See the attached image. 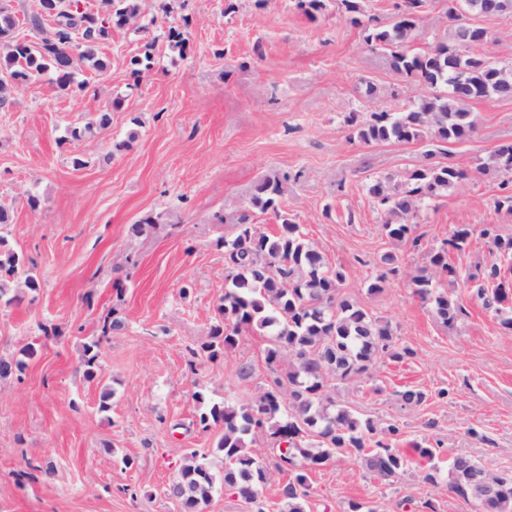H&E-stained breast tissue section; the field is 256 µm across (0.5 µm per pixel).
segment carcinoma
<instances>
[{"label": "carcinoma", "mask_w": 512, "mask_h": 512, "mask_svg": "<svg viewBox=\"0 0 512 512\" xmlns=\"http://www.w3.org/2000/svg\"><path fill=\"white\" fill-rule=\"evenodd\" d=\"M56 16L35 11L25 17L37 41L19 37V17L13 0H0V107H7L14 93L29 80L50 72L58 89L78 99L87 85L76 79L83 66L106 68L100 47L112 37V30L124 29L142 17L141 0H99L95 12L64 9ZM425 0H405L400 19L368 31L365 41L390 52L393 70L428 90L404 112H372L358 120L346 117L353 134L365 144L418 141L429 132L442 143L471 137L475 122L470 104L484 97L491 72L500 64L477 53L472 55L467 86L459 91L448 87V79L461 45L482 44L487 32L482 27L464 31L449 29V42L442 40L422 52L408 48L416 37L418 13ZM169 46L184 54L190 39L187 29L171 28ZM152 43L144 45L143 55L130 61L131 76L139 79L151 64ZM111 124V113L97 112L71 135L79 139L93 131H104ZM481 170L512 173V143L499 146ZM467 178V172L453 164H428L408 171L400 180L386 178L369 186V193L389 215L382 225L385 234L402 241L412 234L406 216L417 201L431 200ZM282 186L275 177L256 187L252 205L272 213L279 230L269 235L243 218L235 233L224 238V261L228 269L224 297L218 307L220 319L209 330V340L200 352L214 361L235 347L242 333L262 330L269 336L265 363L272 380L252 404L214 403L199 415V425L208 429L221 425L216 448L222 455L223 471L216 470L210 455L193 450L173 482L174 494L184 512H205L218 485L231 487L244 501L253 502L254 490L268 480L266 467L247 448L249 438L267 433L277 444L274 469L288 476L282 494L288 512H304L301 500L308 496L309 473L331 462L336 455L354 451L362 456L367 469L383 481H390L408 468L411 459L382 435L390 437L399 428L389 423L381 428L360 420L346 407L332 400L329 380L354 381L366 374L374 361L387 357L401 361L413 355L399 347L390 322L375 317L341 293L346 274L342 268H328L323 256L305 239L300 226L281 208ZM481 234L490 239L496 252L512 258V239H503L487 224ZM471 229L458 226L443 246L430 257L431 264L444 272L450 282L460 278L448 263V253L468 245ZM397 257L387 252L379 257L382 272L368 284L375 293L383 288L388 275L396 272ZM18 274L36 293L40 280L34 260L8 245L0 234V305L20 301L11 294V282ZM472 285L470 294L483 308L501 317L502 327L512 333V267L498 263L465 276ZM415 293L429 303L437 319L454 327L468 315L458 297L438 290L432 278L413 279ZM124 320L111 309L98 326L97 338L84 344L80 368L92 381L101 369L102 343L121 330ZM293 361L281 365L283 351ZM449 488L474 504V512H512V472L487 470L469 454L458 451L448 459Z\"/></svg>", "instance_id": "cac0c4a2"}]
</instances>
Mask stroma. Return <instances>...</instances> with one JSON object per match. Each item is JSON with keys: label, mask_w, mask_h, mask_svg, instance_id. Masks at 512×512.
Instances as JSON below:
<instances>
[{"label": "stroma", "mask_w": 512, "mask_h": 512, "mask_svg": "<svg viewBox=\"0 0 512 512\" xmlns=\"http://www.w3.org/2000/svg\"><path fill=\"white\" fill-rule=\"evenodd\" d=\"M157 2H142L155 27L113 32L101 48L106 69L78 71L88 84L83 97L61 96L46 73L0 111V205L14 217L6 237L34 259L41 282L33 294L16 277L20 303L0 307V357L37 350L23 372L0 377V512H181L168 486L188 450L215 454L222 434L220 426H198L196 393L242 405L271 379L265 334L243 333L214 361L194 352L224 294L220 240L242 217L268 233L278 228L273 214L251 204L256 185L274 176L282 180V208L327 264L345 271L342 294L388 320L412 351L336 383L337 404L377 425L397 424L403 451L417 443L436 449L434 462L417 461L390 482L360 456H338L311 473L305 512H348L353 502L377 512H473L448 489V458L460 448L490 471H512V335L464 281L439 274L429 254L469 225L465 251L448 256L465 274L498 259L480 234L484 225L512 237V212L495 207L508 176L480 171L496 148L512 143V101L473 102L475 131L462 142L428 134L418 143L366 144L346 115L401 112L421 93L392 69L387 51L364 41L365 28L390 24L403 0H361L357 24L342 0H324L313 19L295 0H179L168 15ZM481 25L480 54L512 66V13ZM182 26L191 37L181 55L165 33ZM449 26L448 0H426L414 48L447 39ZM149 40L153 65L133 79L129 62ZM369 83L376 92L367 97ZM106 109L107 130L71 138L70 128ZM77 158L83 167H74ZM448 162L469 170V179L410 214L413 240L387 238L388 216L369 186ZM33 194L41 200L35 211L27 205ZM217 213L223 223H215ZM147 214L160 216V225L132 236L131 224ZM386 252L397 256L399 271L369 293ZM421 274L462 298L469 314L456 327H444L415 294L412 279ZM114 307L125 326L103 343L98 377L86 380L83 346ZM45 323L58 336H41ZM246 361L254 373L244 380L238 367ZM406 386L425 401L406 405L399 396ZM106 391L110 409L102 412ZM249 449L271 469L272 438L256 436ZM431 464L436 481L427 484L421 476ZM286 482L271 469L260 497L266 512H281Z\"/></svg>", "instance_id": "35a3bbf8"}]
</instances>
